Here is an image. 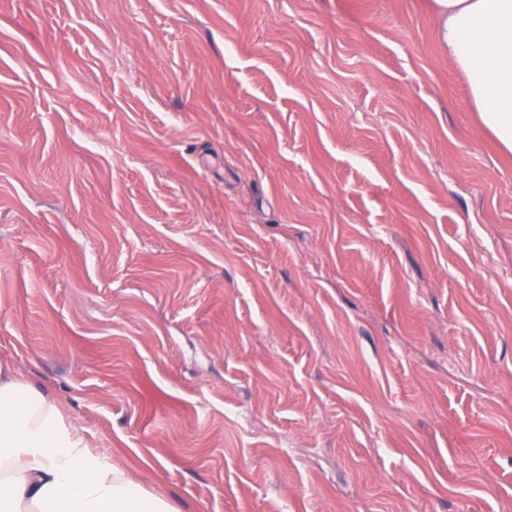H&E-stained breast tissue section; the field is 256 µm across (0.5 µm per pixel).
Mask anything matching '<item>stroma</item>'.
Here are the masks:
<instances>
[{
  "mask_svg": "<svg viewBox=\"0 0 512 512\" xmlns=\"http://www.w3.org/2000/svg\"><path fill=\"white\" fill-rule=\"evenodd\" d=\"M0 355L181 512H512V153L430 0H0Z\"/></svg>",
  "mask_w": 512,
  "mask_h": 512,
  "instance_id": "35a3bbf8",
  "label": "stroma"
}]
</instances>
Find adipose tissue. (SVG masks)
I'll use <instances>...</instances> for the list:
<instances>
[{"instance_id":"obj_1","label":"adipose tissue","mask_w":512,"mask_h":512,"mask_svg":"<svg viewBox=\"0 0 512 512\" xmlns=\"http://www.w3.org/2000/svg\"><path fill=\"white\" fill-rule=\"evenodd\" d=\"M442 50L512 152V0H432ZM0 512H179L110 458L61 402L0 357Z\"/></svg>"}]
</instances>
